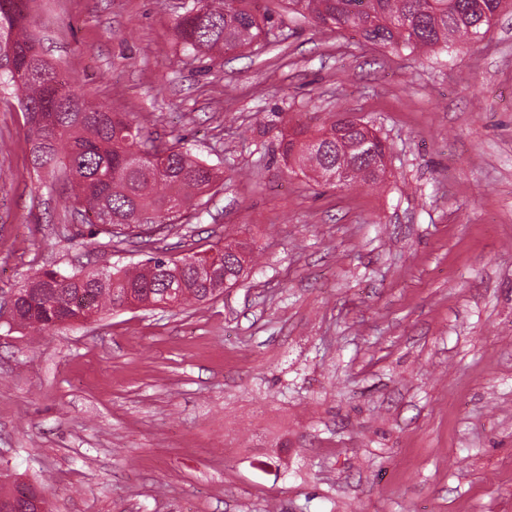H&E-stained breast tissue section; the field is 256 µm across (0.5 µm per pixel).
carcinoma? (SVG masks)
Listing matches in <instances>:
<instances>
[{"label": "carcinoma", "instance_id": "1", "mask_svg": "<svg viewBox=\"0 0 512 512\" xmlns=\"http://www.w3.org/2000/svg\"><path fill=\"white\" fill-rule=\"evenodd\" d=\"M310 22L360 33L365 40L426 52L468 43L490 28L507 0H283ZM258 0H192L174 26L180 45L212 60L249 47L263 34ZM29 0H0V83L16 94L28 115L33 165L52 175L51 187L68 194L82 224H95L123 243L151 230L188 220L219 182V171L189 150L170 145L121 113L86 99L42 53L30 31ZM45 113L47 125L36 119ZM336 118L315 132L296 128L281 140L282 157L312 177L331 181L351 171L349 185H375L386 174L388 147ZM251 250L244 242L219 243L178 260L156 252L134 267L63 273L48 269L27 283L38 296L22 300L12 324L38 332L64 321L112 312L126 293L156 305L192 306L214 296L220 284L237 283Z\"/></svg>", "mask_w": 512, "mask_h": 512}]
</instances>
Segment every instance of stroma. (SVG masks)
<instances>
[{
	"label": "stroma",
	"mask_w": 512,
	"mask_h": 512,
	"mask_svg": "<svg viewBox=\"0 0 512 512\" xmlns=\"http://www.w3.org/2000/svg\"><path fill=\"white\" fill-rule=\"evenodd\" d=\"M271 38L184 52L187 0H32L87 97L221 168L155 247L253 250L195 306L50 334L0 316V489L51 512H512V10L473 45L394 49L266 0ZM352 112L385 180L294 174L284 135ZM0 302L45 268L151 248L73 222L0 87Z\"/></svg>",
	"instance_id": "obj_1"
}]
</instances>
